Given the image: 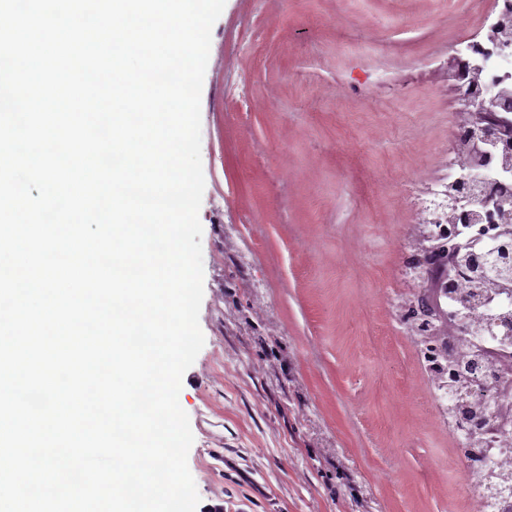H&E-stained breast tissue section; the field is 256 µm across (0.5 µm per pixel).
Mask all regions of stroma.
Wrapping results in <instances>:
<instances>
[{"label": "stroma", "instance_id": "stroma-1", "mask_svg": "<svg viewBox=\"0 0 512 512\" xmlns=\"http://www.w3.org/2000/svg\"><path fill=\"white\" fill-rule=\"evenodd\" d=\"M494 0H226L201 94L205 343L179 404L197 512H467L403 319L416 213Z\"/></svg>", "mask_w": 512, "mask_h": 512}]
</instances>
